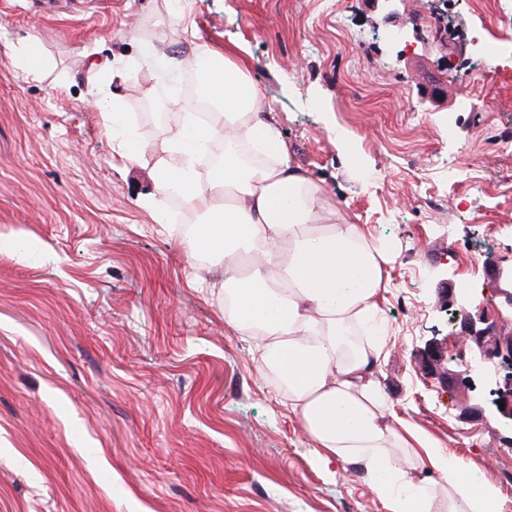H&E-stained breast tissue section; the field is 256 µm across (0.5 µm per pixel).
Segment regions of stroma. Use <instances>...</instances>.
<instances>
[{
    "label": "stroma",
    "mask_w": 512,
    "mask_h": 512,
    "mask_svg": "<svg viewBox=\"0 0 512 512\" xmlns=\"http://www.w3.org/2000/svg\"><path fill=\"white\" fill-rule=\"evenodd\" d=\"M504 3L398 0L388 23L378 0H0V512H387L361 469L314 463L257 339L224 319L223 268L144 205L180 119L166 58L231 40L292 162L393 249L389 409L512 512V434L459 380L448 317L465 288L512 335L489 272L512 264ZM31 40L53 71L14 67ZM115 95L134 161L98 107Z\"/></svg>",
    "instance_id": "stroma-1"
}]
</instances>
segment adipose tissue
Masks as SVG:
<instances>
[{"instance_id": "obj_1", "label": "adipose tissue", "mask_w": 512, "mask_h": 512, "mask_svg": "<svg viewBox=\"0 0 512 512\" xmlns=\"http://www.w3.org/2000/svg\"><path fill=\"white\" fill-rule=\"evenodd\" d=\"M237 43L199 44L191 63L206 119L185 108L162 141L156 192L146 199L169 221L168 199L201 213L189 239L202 256L224 261V317L263 342L262 366L284 390L315 460L361 466L388 512H490L498 492L458 460L387 418L373 378L385 342L381 298L390 286V247L354 223L311 173L293 164L264 107ZM224 156L209 179L197 159L214 140ZM424 455L436 483L425 485L408 460Z\"/></svg>"}]
</instances>
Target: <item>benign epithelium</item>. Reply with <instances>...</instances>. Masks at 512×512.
Listing matches in <instances>:
<instances>
[{
  "label": "benign epithelium",
  "mask_w": 512,
  "mask_h": 512,
  "mask_svg": "<svg viewBox=\"0 0 512 512\" xmlns=\"http://www.w3.org/2000/svg\"><path fill=\"white\" fill-rule=\"evenodd\" d=\"M493 275L499 281L498 296L501 308L512 312V266L498 265ZM448 304L462 312V339L470 342L469 358L464 362L467 382H479L496 400L488 404V410L496 417L500 428L512 434V337L495 334L488 316L466 291L453 292ZM504 401L500 408L498 401Z\"/></svg>",
  "instance_id": "obj_1"
}]
</instances>
